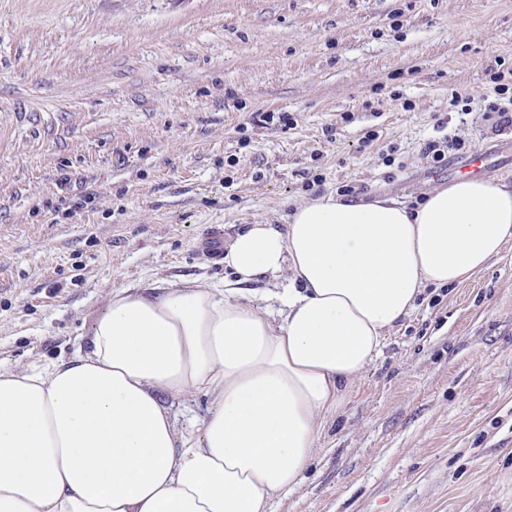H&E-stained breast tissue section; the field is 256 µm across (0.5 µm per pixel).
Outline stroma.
<instances>
[{
	"mask_svg": "<svg viewBox=\"0 0 512 512\" xmlns=\"http://www.w3.org/2000/svg\"><path fill=\"white\" fill-rule=\"evenodd\" d=\"M494 71L512 0H0V368L71 357L112 289L223 287L212 229L421 201L464 154L427 141L512 138ZM271 512H512V244L424 290ZM490 79L492 80L493 83H495L494 91L496 94H510V109L506 106H501V104L496 102H490L487 108L488 112H493L494 114H497L495 128H499L498 130L500 131L507 127H512V81L510 85L506 83H501L502 76L499 74V72H494V74H491Z\"/></svg>",
	"mask_w": 512,
	"mask_h": 512,
	"instance_id": "1",
	"label": "stroma"
}]
</instances>
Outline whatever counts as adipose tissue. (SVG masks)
<instances>
[{
    "instance_id": "ef3b65f1",
    "label": "adipose tissue",
    "mask_w": 512,
    "mask_h": 512,
    "mask_svg": "<svg viewBox=\"0 0 512 512\" xmlns=\"http://www.w3.org/2000/svg\"><path fill=\"white\" fill-rule=\"evenodd\" d=\"M511 242L512 182L414 208L326 194L239 233L224 287L113 289L86 349L0 369V512H270L424 289ZM280 274L274 316L241 286ZM194 395L207 411L178 427L168 402Z\"/></svg>"
}]
</instances>
